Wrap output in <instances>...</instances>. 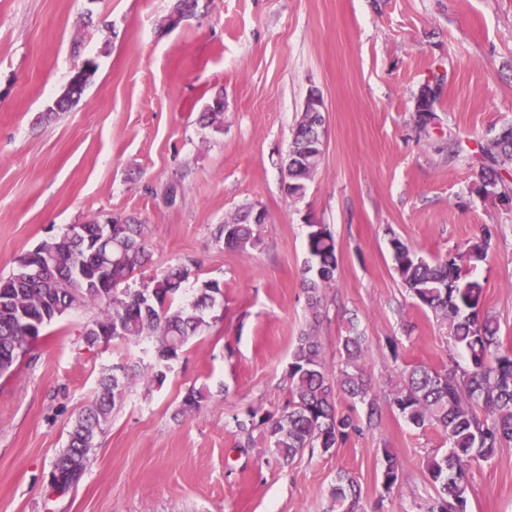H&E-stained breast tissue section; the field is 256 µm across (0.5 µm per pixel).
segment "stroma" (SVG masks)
I'll use <instances>...</instances> for the list:
<instances>
[{
  "mask_svg": "<svg viewBox=\"0 0 512 512\" xmlns=\"http://www.w3.org/2000/svg\"><path fill=\"white\" fill-rule=\"evenodd\" d=\"M177 0H0V275L70 225L121 216L147 226L135 283L191 270L179 303L219 281L217 320L174 362L162 387L137 384L95 441L86 473L49 497L48 478L76 414L135 344L86 346L96 309L68 312L0 377V512H328L338 473L361 490L358 512H426L435 427L382 408L376 430L332 452L271 462L262 428L241 447L236 418L287 404L286 371L309 322L310 225L329 227L337 269L317 330L329 376L344 367L347 323L366 338L360 368L384 395L405 369L448 362L450 326L407 292L389 240L432 260L496 233L472 275L484 310L512 345V208L483 196L480 147L512 124V0H198L163 28ZM97 70L80 102L42 112L83 60ZM442 77L436 122L417 124L425 84ZM322 95L323 161L302 197L285 190L292 128ZM224 121L200 117L215 96ZM175 201H168L169 188ZM262 207L258 249L214 229ZM212 396L190 412L189 388ZM402 487L384 493V450ZM468 512H512V446L470 470Z\"/></svg>",
  "mask_w": 512,
  "mask_h": 512,
  "instance_id": "stroma-1",
  "label": "stroma"
}]
</instances>
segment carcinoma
I'll return each mask as SVG.
<instances>
[{
    "label": "carcinoma",
    "mask_w": 512,
    "mask_h": 512,
    "mask_svg": "<svg viewBox=\"0 0 512 512\" xmlns=\"http://www.w3.org/2000/svg\"><path fill=\"white\" fill-rule=\"evenodd\" d=\"M82 66L81 74L70 78L62 94L42 113L43 121L56 119L80 100L94 64L86 60ZM203 119L209 126L222 123L223 99L215 98ZM313 126L303 112L293 128L290 154H298L300 159L288 166V181L297 191H305L323 160L302 152ZM481 153L491 164V174L483 180V195L509 200L507 192H489L487 187L498 186V170L512 166V134L494 133L481 146ZM246 216L244 210L217 225L215 239L241 252L256 248L261 230L257 224L246 223ZM391 245L403 285L421 305L448 320L454 346L467 356L468 367L453 361L441 369L416 365L402 373L385 399L408 423L417 428L436 427L448 439V451L427 457L425 463L437 491L427 512H467L472 463L488 461L512 445V349L498 336L497 321L483 312L484 285L469 276L471 265L488 259L492 233L487 229L463 250L433 261L398 238L391 239ZM307 252L311 276L305 280V289L311 321L291 353L288 404L279 413L252 409L236 419L245 447L254 428L265 429L270 455L280 467L307 449L327 453L360 431L358 420L337 413L339 394L366 405L368 429L379 425L378 403L359 367L364 336L354 324L347 328L346 335L340 337L344 368L331 378L325 372L321 343L315 334L321 318V292L334 280L337 267L336 239L327 225H309ZM146 257V227L132 219L115 229L112 240L100 241L94 249L63 235L44 240L24 253L8 276L0 277V377L13 373L19 356L48 327L68 311L80 308L99 310V316L84 329L86 345L125 341L145 343L152 351L146 363L116 364L106 370L91 403L74 419L65 448L50 473L51 482L67 490L82 480L96 435L117 401L139 382L149 388L162 385L171 362L216 321L210 311L217 299L224 297L217 280L202 282L193 302L173 306L176 294L189 279L186 266L172 267L161 277L130 288L127 282ZM380 485L386 493L402 485L397 458L386 448ZM359 497L356 479L338 473L331 489L330 512H356Z\"/></svg>",
    "instance_id": "1"
}]
</instances>
